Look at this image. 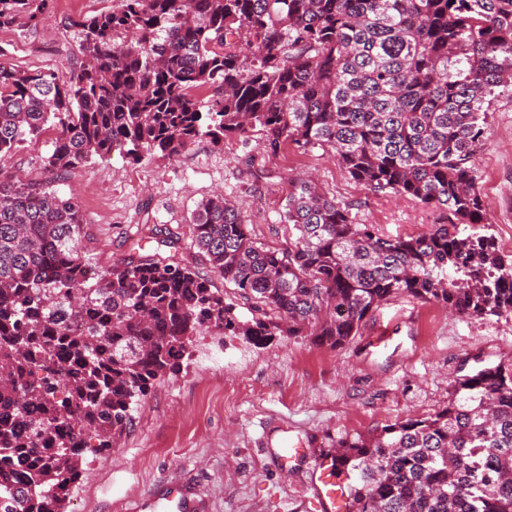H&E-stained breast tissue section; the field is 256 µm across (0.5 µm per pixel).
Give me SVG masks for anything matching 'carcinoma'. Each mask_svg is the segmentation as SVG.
<instances>
[{"label": "carcinoma", "instance_id": "carcinoma-1", "mask_svg": "<svg viewBox=\"0 0 512 512\" xmlns=\"http://www.w3.org/2000/svg\"><path fill=\"white\" fill-rule=\"evenodd\" d=\"M48 2L0 0V29L37 26ZM70 26L81 61L67 79L0 62V157L57 130L46 182L0 167V512H66L85 454L112 448L204 331L337 348L403 294L512 316V257L488 233L473 168L484 104L512 84V0H119ZM254 131L273 149H326L354 181L446 221L386 236L303 176L280 213L296 240L276 250L233 201L205 199L194 243L246 320L169 256L109 269L82 257V211L55 182L114 153L175 157ZM452 388L429 417L336 442L346 512H512V369Z\"/></svg>", "mask_w": 512, "mask_h": 512}]
</instances>
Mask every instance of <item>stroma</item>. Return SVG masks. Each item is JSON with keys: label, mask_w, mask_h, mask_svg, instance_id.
Segmentation results:
<instances>
[{"label": "stroma", "mask_w": 512, "mask_h": 512, "mask_svg": "<svg viewBox=\"0 0 512 512\" xmlns=\"http://www.w3.org/2000/svg\"><path fill=\"white\" fill-rule=\"evenodd\" d=\"M117 3L51 0L37 28L21 21L0 30V60L67 75L80 60L69 20ZM488 122L476 183L497 245L512 256V94L491 101ZM52 138L48 132L25 143L0 166L44 181ZM302 172L349 204L356 222L388 235L425 233L445 218L438 207L374 194L329 151L289 143L273 150L257 132L246 144L228 137L217 147L201 138L173 158L115 154L73 173L62 189L74 195L89 226L81 250L92 263L107 269L131 256L172 254L222 293L230 284L194 245L197 205L216 193L232 198L254 239L282 249L294 234L279 213L289 180ZM162 239L173 248L159 247ZM500 363H512V317L459 316L405 295L382 305L358 336L335 349L303 336H279L262 348L239 336H198L179 369L138 401L115 447L86 455L68 512H130L172 483L187 489L197 512H316L311 482L338 439L434 414L447 406L460 370ZM292 446L304 453L284 462L281 451Z\"/></svg>", "instance_id": "35a3bbf8"}]
</instances>
